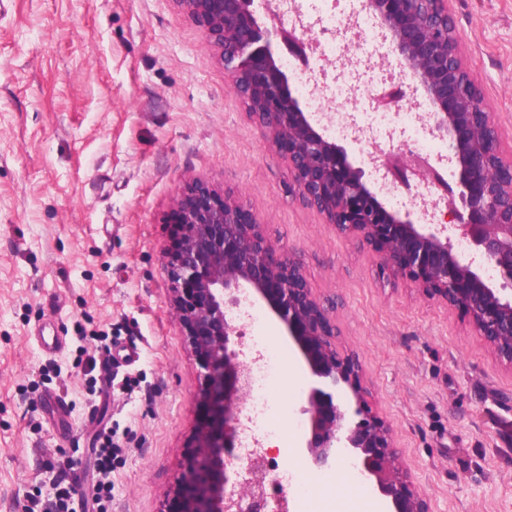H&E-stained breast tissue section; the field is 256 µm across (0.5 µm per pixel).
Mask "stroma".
<instances>
[{
  "label": "stroma",
  "mask_w": 512,
  "mask_h": 512,
  "mask_svg": "<svg viewBox=\"0 0 512 512\" xmlns=\"http://www.w3.org/2000/svg\"><path fill=\"white\" fill-rule=\"evenodd\" d=\"M448 13L511 146L512 0H448ZM329 71L346 85L335 107L347 119L374 88L397 90L389 54L358 49ZM191 176L234 191L294 251L431 512H512V369L461 309L383 277L374 252L301 198L176 0H0V512L61 483L77 489L75 512H94L92 447L107 424L119 448L109 512H163L187 470L199 366L166 265L172 200ZM238 324L286 356L271 394V454L287 475L273 512H289L304 480L327 512H368L359 479L337 486L299 452L290 423L308 369L280 324L266 309Z\"/></svg>",
  "instance_id": "stroma-1"
}]
</instances>
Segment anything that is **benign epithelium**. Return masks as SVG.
Listing matches in <instances>:
<instances>
[{"label":"benign epithelium","instance_id":"obj_1","mask_svg":"<svg viewBox=\"0 0 512 512\" xmlns=\"http://www.w3.org/2000/svg\"><path fill=\"white\" fill-rule=\"evenodd\" d=\"M177 2L219 51L230 89L247 105L259 137L282 152L302 198L342 236L371 249L381 272L413 282L420 297L463 309L490 350L512 366V153H504L495 115L462 60L448 0L360 3L447 149L455 189L431 213L415 198L405 209L388 206L318 113L304 110L275 58L277 36L289 53L306 57L282 16L265 11L268 28L255 0ZM173 206L180 236L167 266L172 315L200 366L207 415L165 512H228L224 484L231 480L239 487L235 512H254L261 475L233 455L250 395V363L232 315L244 302L265 303L306 361L303 450L310 468L346 464L384 512H430L389 425L364 399L355 356L337 350L336 325L292 252L265 236L234 192L221 197L200 177L186 182ZM454 229L467 252L456 247ZM343 389L352 411L337 399Z\"/></svg>","mask_w":512,"mask_h":512}]
</instances>
